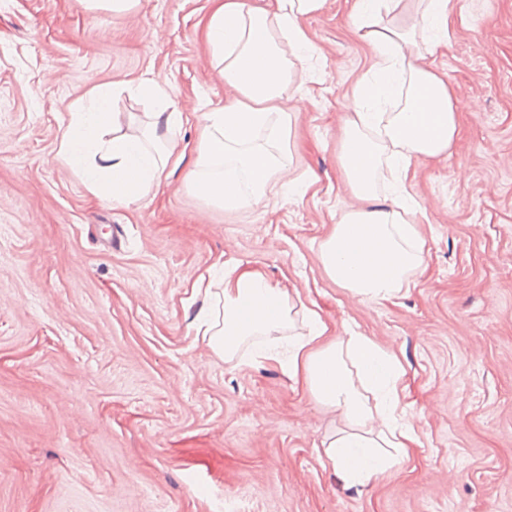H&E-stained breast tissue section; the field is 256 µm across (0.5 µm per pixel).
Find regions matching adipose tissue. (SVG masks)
I'll return each instance as SVG.
<instances>
[{
	"instance_id": "ef3b65f1",
	"label": "adipose tissue",
	"mask_w": 512,
	"mask_h": 512,
	"mask_svg": "<svg viewBox=\"0 0 512 512\" xmlns=\"http://www.w3.org/2000/svg\"><path fill=\"white\" fill-rule=\"evenodd\" d=\"M205 37L215 67L235 91L232 103L202 113L204 134L193 148L190 184L214 204L247 208L267 197L274 177L290 169L285 143L292 114L284 96L317 53L302 25L326 0H212ZM401 0H355V29L372 48L373 62L356 81L358 107L346 121L339 160L353 194L370 200L384 162L408 169L412 160L447 153L457 131L460 103L447 74L429 58L448 41L453 0H419L420 19L410 29L387 24ZM129 95L153 105L145 126L130 134L111 111V91L99 85L71 107L58 143L59 156L88 191L107 201L133 204L160 183L174 154L171 139L185 116L174 105L166 78L155 75L126 84ZM396 97L399 107L373 112L369 103ZM403 191L388 204L343 212L319 245L329 277L353 297L388 300L423 263L424 240ZM218 282H206L204 334L215 355L234 360L250 339L253 357L287 363L295 383L315 401L336 410L348 431L324 441L333 471L355 484L395 464L387 448L407 455L412 429L398 424L397 359L370 337L350 333L327 340L317 306L297 311L290 293L263 274L223 264ZM303 316L306 333L295 332Z\"/></svg>"
}]
</instances>
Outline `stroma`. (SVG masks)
<instances>
[{
  "mask_svg": "<svg viewBox=\"0 0 512 512\" xmlns=\"http://www.w3.org/2000/svg\"><path fill=\"white\" fill-rule=\"evenodd\" d=\"M350 0L303 21L318 54L292 97L291 176L226 210L189 187L191 157L126 206L94 197L57 155L95 85L167 76L194 147L202 112L233 100L211 63V0H0V512H512V0H456L430 61L468 108L447 154L414 161L424 263L389 300L336 284L319 245L358 206L339 162L372 50ZM242 263L399 360L418 439L362 485L328 465L347 429L265 361L218 358L191 295Z\"/></svg>",
  "mask_w": 512,
  "mask_h": 512,
  "instance_id": "35a3bbf8",
  "label": "stroma"
}]
</instances>
